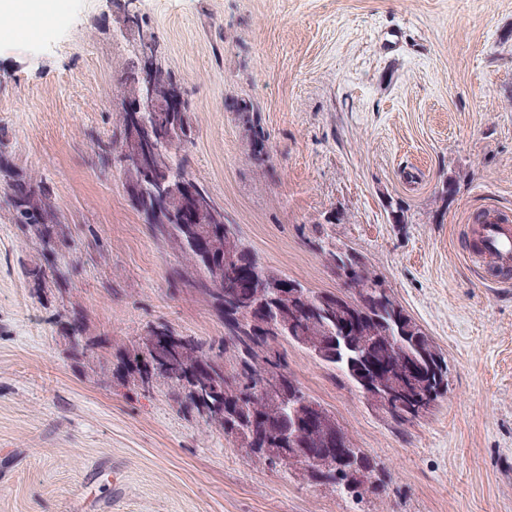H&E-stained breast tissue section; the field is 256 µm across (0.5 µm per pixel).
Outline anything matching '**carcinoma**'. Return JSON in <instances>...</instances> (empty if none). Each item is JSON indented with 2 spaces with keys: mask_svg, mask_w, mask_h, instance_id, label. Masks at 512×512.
Segmentation results:
<instances>
[{
  "mask_svg": "<svg viewBox=\"0 0 512 512\" xmlns=\"http://www.w3.org/2000/svg\"><path fill=\"white\" fill-rule=\"evenodd\" d=\"M182 111L164 114L163 119L178 125L182 137L172 153L163 156L161 165L174 175L192 178L188 171L187 148L192 143L189 107L181 101ZM127 116L119 113V132L111 137L104 150L106 154H122L125 146ZM0 179L10 190L9 201L18 224L33 228L46 250L54 249L50 224L56 209L43 181L21 175L13 169L7 157L0 154ZM134 207L147 216L153 232L178 244L187 266L198 275L194 287L212 304L224 319L223 348L216 350L193 336L187 337L192 355L207 363L201 379L158 375L171 383L173 397L181 408L206 417V422L224 431L245 448L247 453L266 465L277 461L268 453L270 448H304L310 452H324L340 459L343 469L336 472V485L347 479L346 470L361 468L369 475L367 491L377 493L382 479L380 465L364 450L355 447L343 428L337 436L321 435L298 425L294 438L282 440L269 428L270 420H284L279 412L257 394V385L271 368L284 371L288 385L302 391L285 365V358L274 348L281 340L293 341L304 330L312 337L327 342L320 362L338 370L355 387H361L362 375L370 366L391 363L392 354L417 365L421 375L448 377V363L440 356L441 364L424 355L429 349H438L404 307L391 293L379 294L373 285L377 275L355 254L328 253V263L336 274L352 271L351 288L344 295L315 293L300 282L260 266L250 249L229 224L224 225L221 255L207 260L192 242V225L179 222L182 200L175 199L166 212L148 217L153 210L149 184L137 179L136 192L129 194ZM234 258V267L253 271L252 282L235 272L224 273L221 287L214 286L212 264L224 261V255ZM293 283L300 295L292 305L293 325L276 336L264 328L270 310L276 305L271 285L277 282Z\"/></svg>",
  "mask_w": 512,
  "mask_h": 512,
  "instance_id": "carcinoma-1",
  "label": "carcinoma"
}]
</instances>
